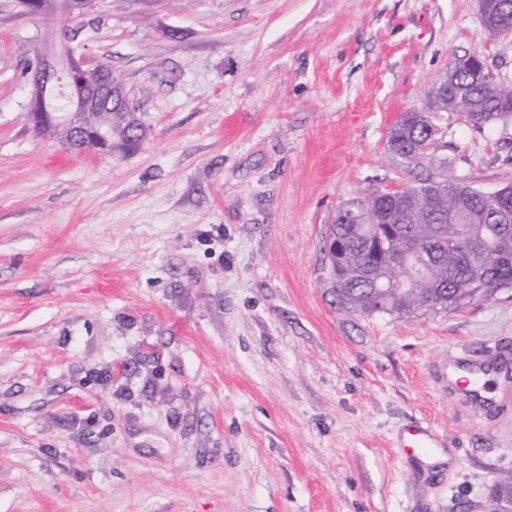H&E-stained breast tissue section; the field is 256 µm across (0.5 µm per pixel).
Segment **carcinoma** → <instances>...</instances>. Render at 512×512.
Masks as SVG:
<instances>
[{
  "mask_svg": "<svg viewBox=\"0 0 512 512\" xmlns=\"http://www.w3.org/2000/svg\"><path fill=\"white\" fill-rule=\"evenodd\" d=\"M467 123L477 130L512 119V98L502 96L495 80L486 72L472 69L455 74L454 88ZM111 109L103 106L83 117L92 126H112L119 130L117 148L129 151L140 146L144 132L132 120L121 125L110 120ZM434 140L415 117L403 116L391 130L388 147L406 168L431 160L429 149ZM436 181L440 193L433 199L423 197L421 182L394 195L397 206L390 213L379 193L374 192L353 204L356 215L343 220L345 208L336 213L328 237L344 243L345 264L340 266L347 278L334 287L336 305L348 313L403 318L434 310L432 301L455 310L478 297L490 298L512 282V223L498 220L501 210L512 215V187L485 192L464 182L428 175ZM379 218L394 227V244L405 247L420 236H430L433 247L423 255H413L408 263L393 271L388 256L365 245L363 226ZM482 239L486 253L477 259L465 257L464 240ZM512 497V477L494 485L489 512H499L500 499Z\"/></svg>",
  "mask_w": 512,
  "mask_h": 512,
  "instance_id": "obj_1",
  "label": "carcinoma"
}]
</instances>
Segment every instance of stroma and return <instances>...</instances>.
Masks as SVG:
<instances>
[{
  "label": "stroma",
  "mask_w": 512,
  "mask_h": 512,
  "mask_svg": "<svg viewBox=\"0 0 512 512\" xmlns=\"http://www.w3.org/2000/svg\"><path fill=\"white\" fill-rule=\"evenodd\" d=\"M53 30L0 0V512H486L512 410L435 374L512 342V292L350 316L324 242L425 177L387 141L432 82H512V34L478 0H95L74 46L146 130L107 157L24 118ZM432 121L442 175L512 185V120ZM415 421L448 462L398 448Z\"/></svg>",
  "instance_id": "1"
}]
</instances>
